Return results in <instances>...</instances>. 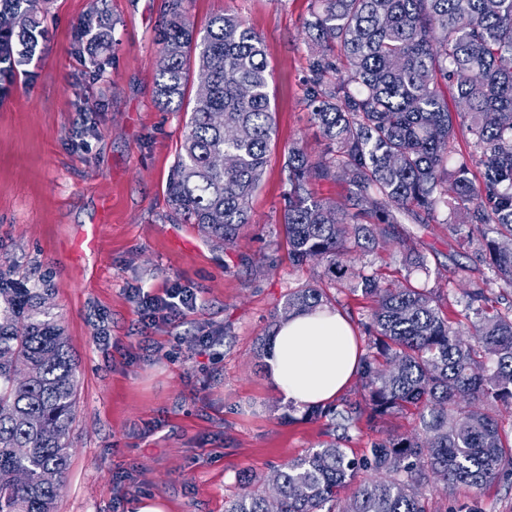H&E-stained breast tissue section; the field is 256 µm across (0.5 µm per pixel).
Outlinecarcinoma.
<instances>
[{
  "instance_id": "obj_1",
  "label": "carcinoma",
  "mask_w": 512,
  "mask_h": 512,
  "mask_svg": "<svg viewBox=\"0 0 512 512\" xmlns=\"http://www.w3.org/2000/svg\"><path fill=\"white\" fill-rule=\"evenodd\" d=\"M49 0H0V90L37 50ZM188 0H168L155 70L159 105L192 110L167 197L198 234L226 249L251 224L275 134L263 39L224 13L197 32ZM94 9L78 37L112 30ZM310 49L304 100L326 142L312 158L288 148L282 224L293 262L373 303L362 323L358 398L306 408L342 436L275 469L277 510L244 472L224 512H425L419 487L432 479L479 488L512 468V442L480 409L512 401V313L489 315L484 290L466 294L475 344L449 324L448 294L405 279L393 288L352 253L360 241L396 239L424 265L418 232L443 224L475 246L499 285L512 288V0H314L303 25ZM453 87L457 111L448 110ZM468 156H456L455 130ZM483 167L481 176L473 165ZM347 186L352 211L314 197L310 179ZM463 210L466 221L449 220ZM412 228H406V225ZM50 276L32 287L0 268V512H54L69 469L75 362L46 300ZM328 303L308 285L288 293L273 322ZM419 409V427L371 443L361 460L342 443L362 418ZM359 485L335 510L341 489Z\"/></svg>"
}]
</instances>
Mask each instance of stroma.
Masks as SVG:
<instances>
[{
	"label": "stroma",
	"mask_w": 512,
	"mask_h": 512,
	"mask_svg": "<svg viewBox=\"0 0 512 512\" xmlns=\"http://www.w3.org/2000/svg\"><path fill=\"white\" fill-rule=\"evenodd\" d=\"M168 0H50L39 52L0 99V266L50 274L49 306L76 364L70 466L55 512H134L141 498L166 512H224L241 494V472L258 476L326 441L323 422L289 411L264 375L260 338L287 294L311 282L315 264L294 265L282 227L289 147L312 156L324 144L304 102L310 51L303 23L312 0H190L204 30L237 13L263 38L272 72L276 132L252 201L253 221L232 250L177 223L166 181L190 117L157 107L158 31ZM107 7V46L76 50L79 20ZM93 233L94 246L80 243ZM425 268H408L396 241L358 250L383 281L404 277L448 293V316L471 342L463 295L481 287L495 308L512 289L489 281L473 249L440 224L422 233ZM194 289L193 309L149 326L138 291ZM210 337L202 345L201 337ZM415 410L361 423L344 448L410 433ZM427 512H512V476L481 488L420 489Z\"/></svg>",
	"instance_id": "stroma-1"
}]
</instances>
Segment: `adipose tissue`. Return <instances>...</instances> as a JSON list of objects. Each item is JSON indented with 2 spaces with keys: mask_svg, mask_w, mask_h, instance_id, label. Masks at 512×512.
<instances>
[{
  "mask_svg": "<svg viewBox=\"0 0 512 512\" xmlns=\"http://www.w3.org/2000/svg\"><path fill=\"white\" fill-rule=\"evenodd\" d=\"M361 352L347 319L319 308L291 314L269 339L267 375L285 401L299 409L340 397L356 376Z\"/></svg>",
  "mask_w": 512,
  "mask_h": 512,
  "instance_id": "obj_1",
  "label": "adipose tissue"
}]
</instances>
